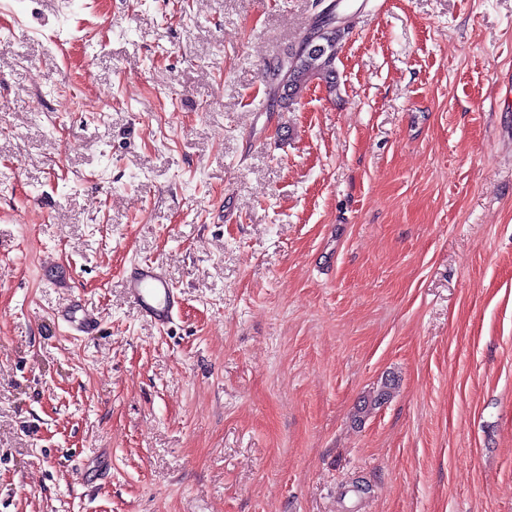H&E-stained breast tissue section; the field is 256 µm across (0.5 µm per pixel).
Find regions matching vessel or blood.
<instances>
[{
	"label": "vessel or blood",
	"mask_w": 512,
	"mask_h": 512,
	"mask_svg": "<svg viewBox=\"0 0 512 512\" xmlns=\"http://www.w3.org/2000/svg\"><path fill=\"white\" fill-rule=\"evenodd\" d=\"M125 286L137 313L156 327H167L178 318L180 297L159 265L143 262L131 266L126 272ZM59 317L79 336H92L98 328L96 313L79 304L61 311Z\"/></svg>",
	"instance_id": "vessel-or-blood-1"
}]
</instances>
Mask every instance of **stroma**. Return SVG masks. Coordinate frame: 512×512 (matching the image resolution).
I'll return each instance as SVG.
<instances>
[{
	"instance_id": "obj_1",
	"label": "stroma",
	"mask_w": 512,
	"mask_h": 512,
	"mask_svg": "<svg viewBox=\"0 0 512 512\" xmlns=\"http://www.w3.org/2000/svg\"><path fill=\"white\" fill-rule=\"evenodd\" d=\"M356 3L0 0V512H512V0ZM342 34V29H336L318 15L297 47L277 58L270 67L269 76L279 111H290L295 101L314 83L323 85L329 95H336L339 83L335 60ZM126 293L137 313L164 328L174 323L180 313V297L155 263H138L126 271ZM73 332L78 336L90 337L98 328V317L96 313L80 304L61 311L58 315ZM398 388V381L393 377H386L379 385L373 388L367 395L359 401L357 412L359 418H364L376 408L387 403Z\"/></svg>"
}]
</instances>
